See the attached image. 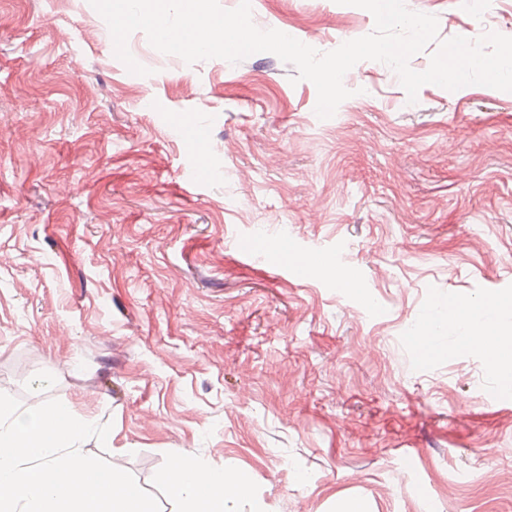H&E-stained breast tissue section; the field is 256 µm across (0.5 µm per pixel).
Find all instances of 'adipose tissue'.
I'll return each mask as SVG.
<instances>
[{"instance_id":"ef3b65f1","label":"adipose tissue","mask_w":512,"mask_h":512,"mask_svg":"<svg viewBox=\"0 0 512 512\" xmlns=\"http://www.w3.org/2000/svg\"><path fill=\"white\" fill-rule=\"evenodd\" d=\"M446 322L455 325L458 346L490 349L498 365L512 373L511 297L488 302L478 310L452 303L447 311L426 315L411 338L420 359L440 354L442 325ZM166 486L169 496L183 505L184 512H230V503L247 490L242 474L226 468L205 472L190 461L169 470Z\"/></svg>"}]
</instances>
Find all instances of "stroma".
Listing matches in <instances>:
<instances>
[{"instance_id":"35a3bbf8","label":"stroma","mask_w":512,"mask_h":512,"mask_svg":"<svg viewBox=\"0 0 512 512\" xmlns=\"http://www.w3.org/2000/svg\"><path fill=\"white\" fill-rule=\"evenodd\" d=\"M406 3L439 40L512 37V0ZM251 5L321 52L374 29L337 0ZM128 48L149 75L88 0H0V392L110 425L81 451L168 512L177 460L241 473L232 512H482L480 490L512 512V384L490 351L409 342L433 305L512 294V92L411 104L364 60L322 120L274 54Z\"/></svg>"}]
</instances>
